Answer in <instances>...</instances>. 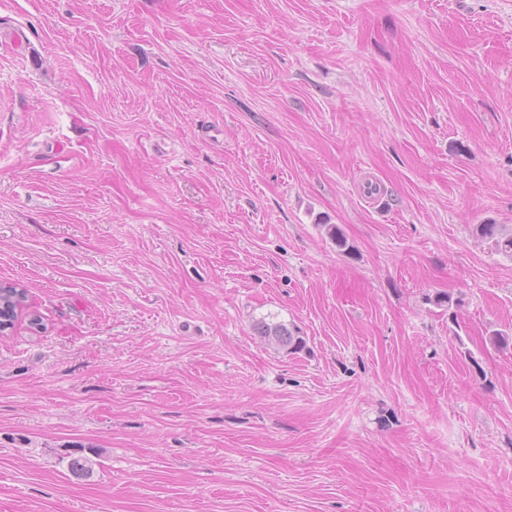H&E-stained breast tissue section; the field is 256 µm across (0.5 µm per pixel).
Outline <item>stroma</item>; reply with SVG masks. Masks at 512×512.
Masks as SVG:
<instances>
[{
	"instance_id": "1",
	"label": "stroma",
	"mask_w": 512,
	"mask_h": 512,
	"mask_svg": "<svg viewBox=\"0 0 512 512\" xmlns=\"http://www.w3.org/2000/svg\"><path fill=\"white\" fill-rule=\"evenodd\" d=\"M488 221L512 0H0V512H512ZM257 331L259 336L276 347L295 351L301 349L304 344L303 338L301 336H295L283 323H269L265 320H261L257 323Z\"/></svg>"
}]
</instances>
